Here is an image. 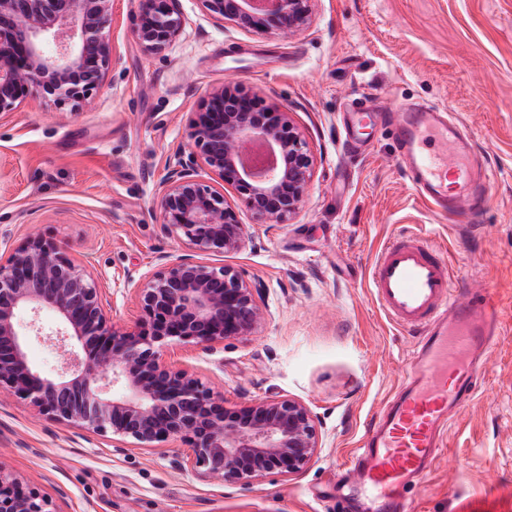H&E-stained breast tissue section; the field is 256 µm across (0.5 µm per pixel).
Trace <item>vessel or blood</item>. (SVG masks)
<instances>
[{
    "label": "vessel or blood",
    "mask_w": 512,
    "mask_h": 512,
    "mask_svg": "<svg viewBox=\"0 0 512 512\" xmlns=\"http://www.w3.org/2000/svg\"><path fill=\"white\" fill-rule=\"evenodd\" d=\"M368 117L389 126L401 166L430 209L443 216L480 209L484 186L474 177L471 139L443 113L399 107L352 115L356 122ZM451 170L461 176L453 191ZM369 284L388 320L415 332L418 343L397 392L370 420L354 455V485L369 512H405L409 492L444 448L455 412L473 399L501 323L492 300L467 296L442 248L417 233L385 243Z\"/></svg>",
    "instance_id": "obj_1"
}]
</instances>
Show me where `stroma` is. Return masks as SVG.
<instances>
[{
  "mask_svg": "<svg viewBox=\"0 0 512 512\" xmlns=\"http://www.w3.org/2000/svg\"><path fill=\"white\" fill-rule=\"evenodd\" d=\"M179 8V38L155 53L133 35L137 0H112L105 82L76 105L34 93L0 116V248L31 233L62 246L100 275L123 328L139 315L136 288L164 262L192 252L246 271L263 288L254 333L210 349L175 345L165 359L229 406L304 402L320 446L299 475L228 486L177 467L182 441L118 442L2 391L0 463L53 512H359L346 491L351 459L417 343L378 308L368 272L394 234L425 232L452 255L463 288L490 292L503 334L410 512H512V0H315L309 28L290 37L217 22L198 0ZM228 79L287 106L314 173L286 224L254 223L244 196L225 187L249 238L236 253H196L163 228L155 188L201 100ZM356 100L449 114L490 177L485 209L434 215L385 127L370 130L364 155L347 154L342 118Z\"/></svg>",
  "mask_w": 512,
  "mask_h": 512,
  "instance_id": "stroma-1",
  "label": "stroma"
}]
</instances>
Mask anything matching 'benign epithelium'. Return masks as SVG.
<instances>
[{
	"instance_id": "7a95c632",
	"label": "benign epithelium",
	"mask_w": 512,
	"mask_h": 512,
	"mask_svg": "<svg viewBox=\"0 0 512 512\" xmlns=\"http://www.w3.org/2000/svg\"><path fill=\"white\" fill-rule=\"evenodd\" d=\"M178 0H139L134 28L146 50L168 49L182 31ZM315 0H199L217 22L241 31L291 36L305 31ZM112 0H0V114L32 93L79 102L105 81L112 44L105 28ZM55 44L53 55L44 52ZM190 145L177 146L156 189L160 223L182 232L202 252L229 254L248 240L247 225L216 187L197 178L210 170L246 198L260 224H286L299 211L313 175V156L288 108L262 104L228 80L208 93L189 125ZM133 329L112 322L93 274L64 249L28 236L0 254V390L29 401L55 420L111 431L153 448L185 443L178 465L231 486L270 473H301L319 448L317 418L302 401L265 397L228 407L189 370L163 360L172 343L210 348L250 335L263 318L262 288L234 267L189 255L166 262L136 289ZM59 322L42 333L39 314ZM32 315L34 336L56 345L57 375L31 364L29 335L18 317ZM0 512H52L38 491L0 462Z\"/></svg>"
}]
</instances>
